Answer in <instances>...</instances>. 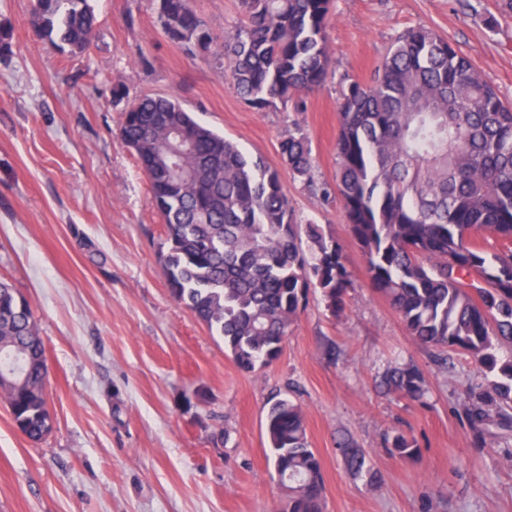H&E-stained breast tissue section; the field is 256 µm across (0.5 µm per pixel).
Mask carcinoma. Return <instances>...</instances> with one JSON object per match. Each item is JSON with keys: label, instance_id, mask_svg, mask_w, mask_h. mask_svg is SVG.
<instances>
[{"label": "carcinoma", "instance_id": "obj_1", "mask_svg": "<svg viewBox=\"0 0 512 512\" xmlns=\"http://www.w3.org/2000/svg\"><path fill=\"white\" fill-rule=\"evenodd\" d=\"M164 34L186 52L213 39L191 0H155ZM243 20L214 53L218 68L253 108L293 104L327 79L332 0H239ZM36 36L77 52L96 38L90 0H32ZM336 192L366 256L372 288L386 297L414 341L467 355L489 377L461 407L480 440L512 426V105L448 39L412 27L391 44L373 80L342 81ZM147 176L166 228L161 255L171 297L222 336L238 368L277 359L310 288L340 313L352 287L341 246L298 222L280 172L249 160L236 143L195 120L173 95L127 104L118 129ZM292 178L315 186L299 124L279 142ZM305 230L309 252L300 249ZM483 231L499 244H477ZM0 377L16 427L41 441L52 430L44 343L29 301L0 281ZM386 388L411 400L426 392L413 364L389 371ZM287 512H323L321 464L302 409L282 399L265 422ZM349 467L370 471L362 448L344 441ZM392 455L416 453L404 435Z\"/></svg>", "mask_w": 512, "mask_h": 512}]
</instances>
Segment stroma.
Wrapping results in <instances>:
<instances>
[{
  "label": "stroma",
  "mask_w": 512,
  "mask_h": 512,
  "mask_svg": "<svg viewBox=\"0 0 512 512\" xmlns=\"http://www.w3.org/2000/svg\"><path fill=\"white\" fill-rule=\"evenodd\" d=\"M98 34L84 53L39 39L30 0H0L12 32L0 55V280L30 302L49 366L53 429L40 442L0 396V512H280L267 461L270 404L304 412L320 459L325 512H512V429L486 447L460 402L484 374L464 355L415 344L369 281L335 188L338 82L370 81L391 42L432 28L512 104V0H333L329 76L306 108L248 106L211 54L164 35L152 0H92ZM214 47L241 20L238 0H193ZM126 101L176 94L203 124L280 168L279 142L299 123L314 187L282 171L301 222L338 241L353 286L333 315L313 291L279 357L240 370L168 292L165 226L133 150L115 136ZM416 365L428 392H388L383 374ZM415 456L387 451L396 433ZM370 455L375 481L351 474L337 447Z\"/></svg>",
  "instance_id": "35a3bbf8"
}]
</instances>
